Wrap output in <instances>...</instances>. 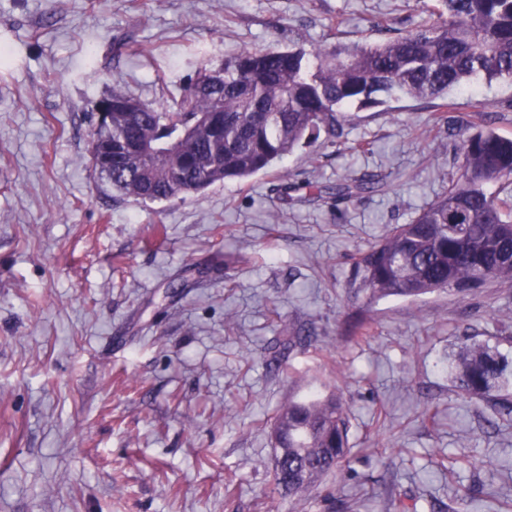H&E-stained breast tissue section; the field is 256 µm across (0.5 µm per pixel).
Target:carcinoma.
<instances>
[{"label": "carcinoma", "instance_id": "cac0c4a2", "mask_svg": "<svg viewBox=\"0 0 512 512\" xmlns=\"http://www.w3.org/2000/svg\"><path fill=\"white\" fill-rule=\"evenodd\" d=\"M436 19L381 42L247 49L219 70L202 68L180 98L141 104L114 90L112 126L92 127L89 153L130 142L153 144L148 156L128 152L122 167L100 176L112 191L144 203L185 198L229 179H247L293 153L320 132L341 134L352 106L388 98L458 107L453 94L479 78L512 81V0H438ZM463 129L459 168L448 188L408 224H397L352 258L345 288L371 303L436 291L465 297L486 284L512 280V138L487 122ZM371 178L338 182L308 194L338 203L375 189ZM453 387L470 399H496L512 409V359L480 342L448 354ZM350 410L332 394L291 399L273 423L271 498L300 497L346 461Z\"/></svg>", "mask_w": 512, "mask_h": 512}]
</instances>
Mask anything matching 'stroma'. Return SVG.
Returning a JSON list of instances; mask_svg holds the SVG:
<instances>
[{"mask_svg": "<svg viewBox=\"0 0 512 512\" xmlns=\"http://www.w3.org/2000/svg\"><path fill=\"white\" fill-rule=\"evenodd\" d=\"M436 7L0 0V512H512V420L445 370L469 338L512 355V281L345 290L351 257L447 188L467 98L512 137V81L479 80L450 112L351 108L342 136L162 203L113 193L88 151L112 90L160 106L241 50L383 41ZM366 174L380 191L348 204L303 190ZM295 330L309 341L286 349ZM312 393L348 403L347 460L271 500V425Z\"/></svg>", "mask_w": 512, "mask_h": 512, "instance_id": "35a3bbf8", "label": "stroma"}]
</instances>
